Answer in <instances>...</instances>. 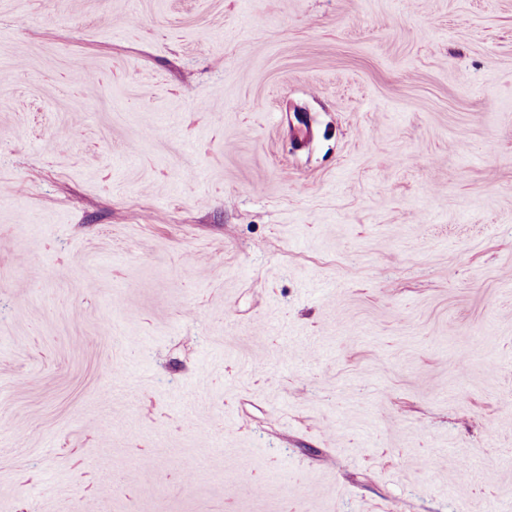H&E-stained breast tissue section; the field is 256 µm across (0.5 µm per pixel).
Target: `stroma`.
Listing matches in <instances>:
<instances>
[{
	"instance_id": "1",
	"label": "stroma",
	"mask_w": 512,
	"mask_h": 512,
	"mask_svg": "<svg viewBox=\"0 0 512 512\" xmlns=\"http://www.w3.org/2000/svg\"><path fill=\"white\" fill-rule=\"evenodd\" d=\"M0 512H512V0H0Z\"/></svg>"
}]
</instances>
